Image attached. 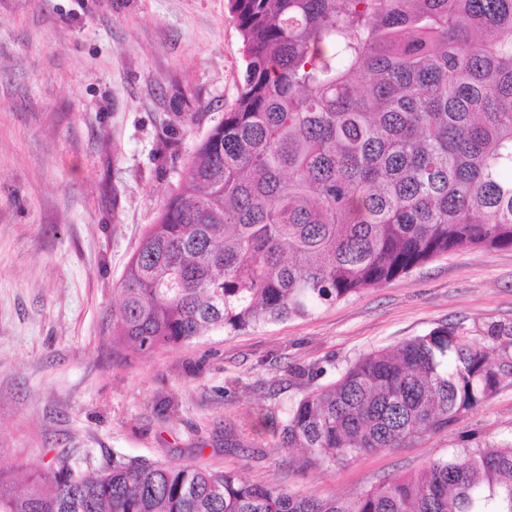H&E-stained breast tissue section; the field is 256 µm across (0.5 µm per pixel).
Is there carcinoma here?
I'll use <instances>...</instances> for the list:
<instances>
[{
  "instance_id": "1",
  "label": "carcinoma",
  "mask_w": 512,
  "mask_h": 512,
  "mask_svg": "<svg viewBox=\"0 0 512 512\" xmlns=\"http://www.w3.org/2000/svg\"><path fill=\"white\" fill-rule=\"evenodd\" d=\"M244 72L130 258L114 348L149 355L212 331L306 317L463 248L512 249V0H228ZM502 380L437 327L363 354L288 409L312 462L400 448ZM0 512H512V440L351 497L239 471L54 457Z\"/></svg>"
}]
</instances>
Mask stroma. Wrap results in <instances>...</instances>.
<instances>
[{
  "mask_svg": "<svg viewBox=\"0 0 512 512\" xmlns=\"http://www.w3.org/2000/svg\"><path fill=\"white\" fill-rule=\"evenodd\" d=\"M242 70L228 0H0L1 473L63 454L83 476L117 457L330 498L512 436V249L448 253L309 317L113 353L125 266ZM440 326L503 373L479 407L339 465L283 441L305 372L328 384Z\"/></svg>",
  "mask_w": 512,
  "mask_h": 512,
  "instance_id": "obj_1",
  "label": "stroma"
}]
</instances>
